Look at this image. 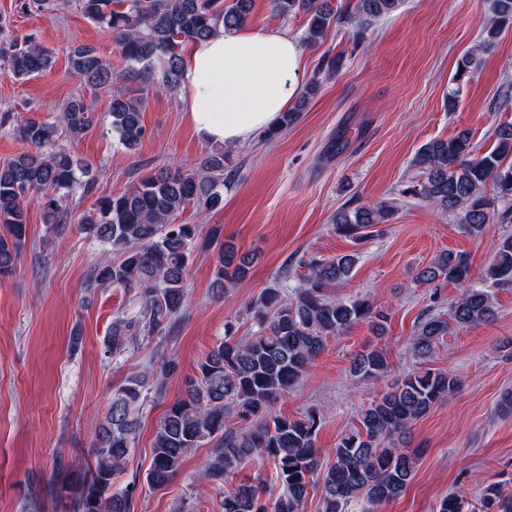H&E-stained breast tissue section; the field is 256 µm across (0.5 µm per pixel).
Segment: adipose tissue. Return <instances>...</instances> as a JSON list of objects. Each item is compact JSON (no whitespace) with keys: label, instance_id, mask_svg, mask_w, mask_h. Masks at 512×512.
Returning <instances> with one entry per match:
<instances>
[{"label":"adipose tissue","instance_id":"obj_1","mask_svg":"<svg viewBox=\"0 0 512 512\" xmlns=\"http://www.w3.org/2000/svg\"><path fill=\"white\" fill-rule=\"evenodd\" d=\"M301 49L288 35L236 29L183 51L188 121L212 142L242 145L279 124L291 107Z\"/></svg>","mask_w":512,"mask_h":512}]
</instances>
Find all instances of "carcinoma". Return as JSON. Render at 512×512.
<instances>
[{
  "instance_id": "cac0c4a2",
  "label": "carcinoma",
  "mask_w": 512,
  "mask_h": 512,
  "mask_svg": "<svg viewBox=\"0 0 512 512\" xmlns=\"http://www.w3.org/2000/svg\"><path fill=\"white\" fill-rule=\"evenodd\" d=\"M404 0H272L283 17L304 20L303 41L322 43L344 25L362 33L377 20L400 8ZM84 16L112 30L128 67L123 78L143 88L175 91L183 83V44L206 39L220 30L244 27L254 0H80ZM512 24V0H492V20L484 42ZM16 80L49 71L53 57L37 44L15 40L0 48ZM346 63L345 54H327L305 84L296 105L280 123L264 132L268 139L294 124L308 103ZM470 53L458 63L446 107L455 111L460 86L481 68ZM70 69L84 82L111 92V128L120 143L135 149L145 134L141 114L144 98L126 96L114 86L117 77L97 52L78 45L69 54ZM96 105L83 96L70 98L52 120H21L16 130L28 150L0 162V276L17 271L27 244L30 202L40 201L47 232L61 234L72 219L69 203L94 190L97 175L61 143V135L75 141L95 120ZM494 141L482 155L473 153L471 134L461 131L447 139H432L418 149L416 174L403 184L399 196L373 205L336 211L332 224L356 250L333 259L303 256L306 269L299 285L263 289L250 303L254 330L237 335L236 325L224 324V339L198 362L185 390L160 419L152 442V462L146 481L154 487L170 482L185 458L196 448L213 445L211 458L196 482H224L246 465L268 461L282 491L265 497L262 482H240L224 489L223 512H303L314 482L322 483L323 512H346L348 504L363 500L373 508L399 498L414 477L416 457L406 449L409 431L438 403L452 396L460 383L446 370L423 367L448 335L450 325L461 329L492 324L498 319L496 288H512V234L499 243L480 285L469 286L450 306L449 317L429 313L410 337L418 362L401 380L360 410L359 424L346 431L333 449L334 463L322 465L315 448L320 414L312 410L297 419L273 413L277 402L305 373L327 346L359 322L380 330L386 316L364 298L340 299L331 290L350 280L360 251L391 221L399 202L425 203L457 220L463 232L481 237L493 224L512 223V122L493 130ZM226 152L207 154L197 170H162L136 179L111 197L98 199L77 219L89 238L111 247L113 259L90 271V288L136 291L141 309L133 318L112 322L107 349L117 357L143 340L163 347V336L190 302L186 273L194 258L201 227L178 224L177 216L192 205L207 212L224 200ZM208 240L216 249L213 285L218 294L234 287L250 273L253 258L221 240L212 228ZM467 255L446 251L419 269L416 281L433 283L470 279ZM178 369L168 357L156 368L135 374L112 391L99 425L92 454L94 465L74 498L75 512H133L135 484L115 488L134 450L141 426L146 390H160ZM389 373L385 354L363 350L352 360V374L377 379ZM437 512H512V495L497 483L482 487L477 506L455 494L444 497Z\"/></svg>"
}]
</instances>
